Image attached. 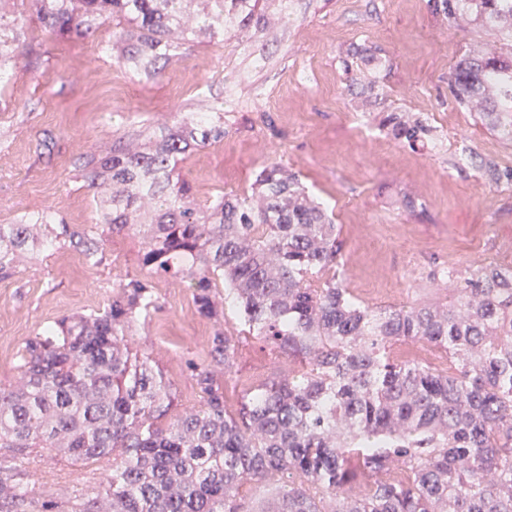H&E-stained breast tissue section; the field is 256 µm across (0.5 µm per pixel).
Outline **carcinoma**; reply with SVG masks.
<instances>
[{
    "instance_id": "obj_1",
    "label": "carcinoma",
    "mask_w": 512,
    "mask_h": 512,
    "mask_svg": "<svg viewBox=\"0 0 512 512\" xmlns=\"http://www.w3.org/2000/svg\"><path fill=\"white\" fill-rule=\"evenodd\" d=\"M196 3L197 37L266 24L259 0H21L10 19L0 13V83L33 17L79 38L110 22L105 52L155 75ZM428 6L450 27L493 32L501 49L467 54L449 83L459 107L511 141L512 0ZM388 122L409 143L428 132L419 119ZM222 139L224 113L189 112L147 143L87 157L92 229L39 212L0 224V280L66 246L100 262L106 233L137 236L147 271L121 279L105 307L26 342L18 385L0 387V512H512V266L473 271L444 305L364 304L336 274V225L295 174L270 163L251 196L196 202L178 162ZM167 276L193 289L200 316L219 321L232 305L242 331L299 367L251 390L231 415L224 374L238 337L217 331L210 364L188 363L202 405L175 410L162 370L126 339L161 308L153 278ZM409 342L444 350L448 366L392 355ZM32 462L105 467V495L39 497ZM251 481L266 483V505L239 498Z\"/></svg>"
}]
</instances>
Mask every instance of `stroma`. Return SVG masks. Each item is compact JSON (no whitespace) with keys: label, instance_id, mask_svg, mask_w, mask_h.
<instances>
[{"label":"stroma","instance_id":"35a3bbf8","mask_svg":"<svg viewBox=\"0 0 512 512\" xmlns=\"http://www.w3.org/2000/svg\"><path fill=\"white\" fill-rule=\"evenodd\" d=\"M266 29L212 43L180 45L149 77L104 52L105 25L86 38H51L37 23L8 87L0 88V224L25 214L61 215L84 228L96 204L81 177L86 156L113 142L161 135L187 112H220L224 139L177 166L198 202L220 193L248 196L261 166L276 162L326 201L343 243L339 271L359 300L378 307L449 302L439 272L460 277L488 264L512 265V141L479 113L459 108L448 76L470 49L491 41L478 29L448 27L427 0H265ZM376 46L372 87L352 83L355 48ZM412 114L423 142L395 139L387 119ZM414 210H406L403 198ZM139 241L106 237L95 264L75 248L39 255L0 280V386L18 383L26 341L62 316L103 308L112 288L139 273ZM162 307L133 328L128 344L147 354L176 389L179 407L201 394L187 361H210L217 327L201 318L186 284L158 279ZM225 331L239 333L235 368L224 379L228 412L243 395L298 366L241 335L233 311ZM36 492L64 497L72 486L93 497L100 474L75 466L31 468Z\"/></svg>","mask_w":512,"mask_h":512}]
</instances>
